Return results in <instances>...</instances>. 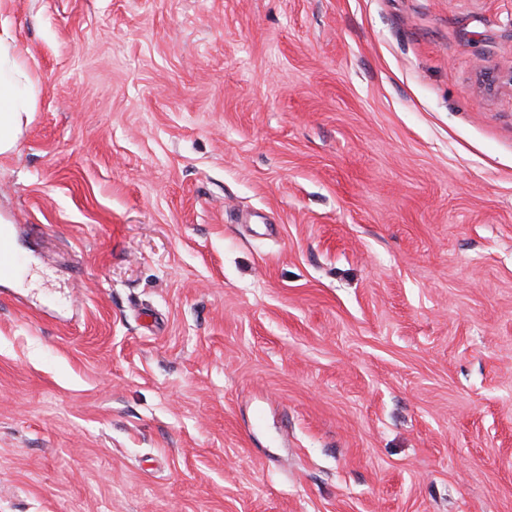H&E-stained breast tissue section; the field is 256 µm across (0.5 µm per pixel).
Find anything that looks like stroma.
Instances as JSON below:
<instances>
[{"label": "stroma", "instance_id": "35a3bbf8", "mask_svg": "<svg viewBox=\"0 0 512 512\" xmlns=\"http://www.w3.org/2000/svg\"><path fill=\"white\" fill-rule=\"evenodd\" d=\"M0 512H512V0H11ZM0 154L11 152L24 119L34 111L37 78L11 32L0 21ZM0 222V278L11 279L19 268V258L12 244L16 226Z\"/></svg>", "mask_w": 512, "mask_h": 512}]
</instances>
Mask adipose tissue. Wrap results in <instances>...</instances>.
Returning <instances> with one entry per match:
<instances>
[{"mask_svg": "<svg viewBox=\"0 0 512 512\" xmlns=\"http://www.w3.org/2000/svg\"><path fill=\"white\" fill-rule=\"evenodd\" d=\"M37 78L9 25L0 26V154L11 152L36 103Z\"/></svg>", "mask_w": 512, "mask_h": 512, "instance_id": "adipose-tissue-1", "label": "adipose tissue"}]
</instances>
